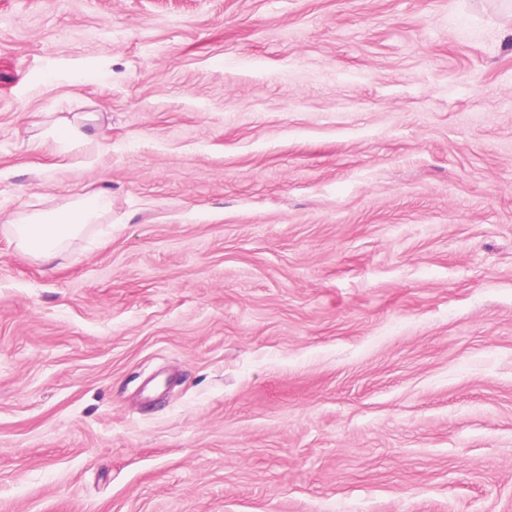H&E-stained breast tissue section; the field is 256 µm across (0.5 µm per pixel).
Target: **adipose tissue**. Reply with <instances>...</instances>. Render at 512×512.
Wrapping results in <instances>:
<instances>
[{
    "instance_id": "1",
    "label": "adipose tissue",
    "mask_w": 512,
    "mask_h": 512,
    "mask_svg": "<svg viewBox=\"0 0 512 512\" xmlns=\"http://www.w3.org/2000/svg\"><path fill=\"white\" fill-rule=\"evenodd\" d=\"M109 202L108 192L102 189L62 211L9 220L8 231L19 248L48 263L82 234Z\"/></svg>"
}]
</instances>
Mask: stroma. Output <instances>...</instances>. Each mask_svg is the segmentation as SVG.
Masks as SVG:
<instances>
[{"instance_id":"1","label":"stroma","mask_w":512,"mask_h":512,"mask_svg":"<svg viewBox=\"0 0 512 512\" xmlns=\"http://www.w3.org/2000/svg\"><path fill=\"white\" fill-rule=\"evenodd\" d=\"M0 512H512V0H0ZM109 202V193L101 189L68 209L9 220L8 231L19 248L50 263L72 239L85 231Z\"/></svg>"}]
</instances>
